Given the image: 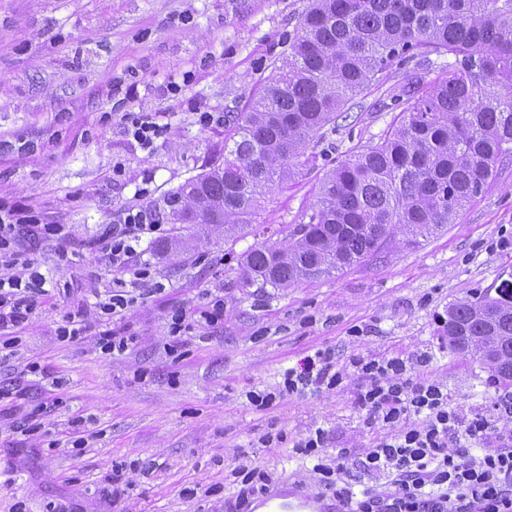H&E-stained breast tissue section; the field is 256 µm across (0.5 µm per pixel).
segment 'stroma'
<instances>
[{
	"instance_id": "obj_1",
	"label": "stroma",
	"mask_w": 512,
	"mask_h": 512,
	"mask_svg": "<svg viewBox=\"0 0 512 512\" xmlns=\"http://www.w3.org/2000/svg\"><path fill=\"white\" fill-rule=\"evenodd\" d=\"M307 6L0 0V202L71 231L37 247L48 294L15 346L0 351V512H226L236 492L227 476L242 458L272 473L274 487L317 495L309 460L259 438L275 428L291 440L319 426L328 454L372 446L377 434L363 425L352 386L288 396L267 410L247 395L275 389L318 349L345 360L431 347L428 371L456 401L478 406L505 392L486 366L440 347L439 317L451 302L512 284V159L455 223L419 244L289 288L238 282L241 255L284 241L338 154L378 140L397 115L392 95L411 78H435L436 57L392 67L348 101L329 135L335 150L298 165L236 242L214 226L186 254L166 259L147 248L163 292L120 319L96 308L113 272L89 243L127 207L167 213L171 192L223 159V126L198 125L197 112L242 109L281 65ZM131 111L166 124L153 148L126 134ZM144 187L148 195L138 196ZM210 292L224 296L223 326L189 318L172 339V313L204 304ZM78 311L86 332L59 341L58 324ZM355 325L364 330L357 341ZM106 330L133 342L103 353ZM116 467L132 483L118 498Z\"/></svg>"
}]
</instances>
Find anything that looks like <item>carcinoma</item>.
<instances>
[{"mask_svg":"<svg viewBox=\"0 0 512 512\" xmlns=\"http://www.w3.org/2000/svg\"><path fill=\"white\" fill-rule=\"evenodd\" d=\"M431 55L452 61L393 96L391 130L336 160L288 246L246 252L240 280L288 288L358 266L399 234L415 243L455 223L512 157V0H310L279 74L224 114V161L170 194V223L222 224L236 241L296 162L316 160L307 151L347 101ZM441 336L512 385L511 287L449 304Z\"/></svg>","mask_w":512,"mask_h":512,"instance_id":"cac0c4a2","label":"carcinoma"}]
</instances>
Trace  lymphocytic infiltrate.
Listing matches in <instances>:
<instances>
[{"instance_id": "f902f5d3", "label": "lymphocytic infiltrate", "mask_w": 512, "mask_h": 512, "mask_svg": "<svg viewBox=\"0 0 512 512\" xmlns=\"http://www.w3.org/2000/svg\"><path fill=\"white\" fill-rule=\"evenodd\" d=\"M155 212L125 208L97 242L113 272L97 307L121 316L154 286L150 263L141 259L144 238L165 236ZM61 224H45L29 209L0 203V338L13 340L45 295L46 278L28 248L34 240L61 239ZM431 350L382 359L353 356L342 364L319 349L288 368L282 385L250 392L265 410L276 400L356 384L354 403L364 426L381 430L370 448H341L329 455L327 433L316 428L293 440L292 451L312 463L319 487L336 512H512V393L469 409L457 404L447 384L428 375ZM497 445L483 447L488 435Z\"/></svg>"}]
</instances>
